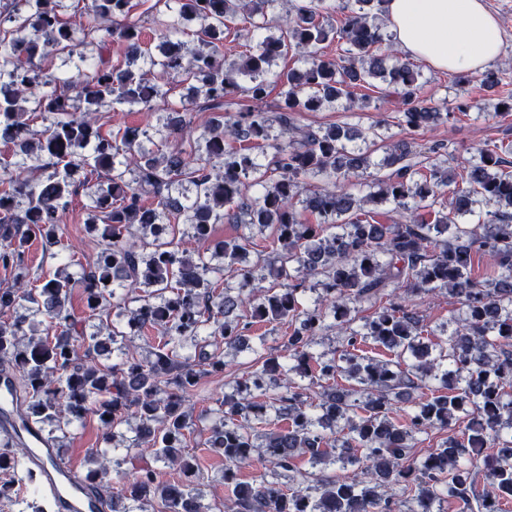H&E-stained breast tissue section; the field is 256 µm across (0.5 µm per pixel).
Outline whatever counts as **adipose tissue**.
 <instances>
[{
	"label": "adipose tissue",
	"instance_id": "adipose-tissue-1",
	"mask_svg": "<svg viewBox=\"0 0 512 512\" xmlns=\"http://www.w3.org/2000/svg\"><path fill=\"white\" fill-rule=\"evenodd\" d=\"M384 7L398 46L437 69L477 73L500 53L499 22L484 0H386Z\"/></svg>",
	"mask_w": 512,
	"mask_h": 512
}]
</instances>
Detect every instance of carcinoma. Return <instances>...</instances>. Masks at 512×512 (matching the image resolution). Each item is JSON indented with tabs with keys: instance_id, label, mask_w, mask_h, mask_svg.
Returning a JSON list of instances; mask_svg holds the SVG:
<instances>
[{
	"instance_id": "carcinoma-1",
	"label": "carcinoma",
	"mask_w": 512,
	"mask_h": 512,
	"mask_svg": "<svg viewBox=\"0 0 512 512\" xmlns=\"http://www.w3.org/2000/svg\"><path fill=\"white\" fill-rule=\"evenodd\" d=\"M169 2L177 8L157 21L153 56L143 49L137 0H90L76 15L64 13V0H0V22L13 24L0 36V143L15 157L0 161V265L14 271L12 286L0 289V365L16 373L25 410L54 443L89 416L108 440L133 423L128 449L180 473L163 484L146 464L114 492L110 450L95 449L85 478L109 512H148L156 501L166 512H204L187 405L203 377L226 372L225 351L250 348L254 324L286 323L281 353L258 359L224 395L204 442L224 456L232 512H441L435 505L448 501L503 512L512 501V171L503 154L512 145L485 144L479 163L459 173L408 163L406 142L385 147L381 166L391 172L371 201L410 219L379 224L341 185L369 169L370 154L348 148V128H297L294 114L352 101L354 89L380 80L394 88L409 129L450 115L447 104L420 97L419 71L376 23L385 0H354L338 28L327 19L329 0H298L279 34L259 38L278 0ZM238 20L239 36L256 44L229 62L224 29ZM189 30L191 44L181 39ZM114 41L125 48L122 65L112 64ZM335 41L347 45L338 60L324 52ZM290 49L306 65L277 75L284 99L270 112L269 67ZM59 55L74 64L68 77L54 68ZM183 84L187 93L175 96ZM240 89L246 104L235 102ZM124 104L164 113L154 149L137 127L103 130L97 112ZM198 109L215 113L200 134ZM275 123L281 132L272 137ZM264 148L271 157L262 164L254 151ZM310 176L324 186L307 188ZM253 186L262 192L251 198ZM80 187L93 198L85 224L100 238L94 265L77 278L66 266L49 279L32 276L25 244L34 235L65 249L61 224ZM446 194L450 204L435 209ZM480 204L489 210L478 223H461ZM226 219L272 230L273 257L260 276L243 265L246 236L217 245L219 267L175 241L179 224L205 242L210 225ZM474 252L496 259L492 278L472 275ZM226 270L243 288L258 278L275 286L234 296L210 278ZM310 279L321 294L306 307ZM77 284L90 333L67 308ZM442 293L464 313L446 341L426 343L414 299ZM365 302L378 311L357 328ZM20 308L26 314L13 315ZM38 316L48 319L42 331ZM330 329L339 354L314 355ZM149 331L159 342L141 357L130 336ZM369 340L391 358L361 354ZM189 345L194 354L185 356ZM339 377L354 386L338 387ZM446 429L452 435L437 448L413 455L417 437ZM476 452L479 474L466 465ZM300 456L311 470L297 467ZM256 457L273 469L238 481ZM337 462L351 472H312ZM0 471L23 472L0 483L1 500L36 494L24 456L7 446Z\"/></svg>"
}]
</instances>
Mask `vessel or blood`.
I'll list each match as a JSON object with an SVG mask.
<instances>
[{"label":"vessel or blood","instance_id":"obj_1","mask_svg":"<svg viewBox=\"0 0 512 512\" xmlns=\"http://www.w3.org/2000/svg\"><path fill=\"white\" fill-rule=\"evenodd\" d=\"M27 448V466L39 478L42 496L55 512H103V499L72 466L60 461L50 464L55 450L41 430L28 420L20 407V393L14 374L0 370V441Z\"/></svg>","mask_w":512,"mask_h":512}]
</instances>
